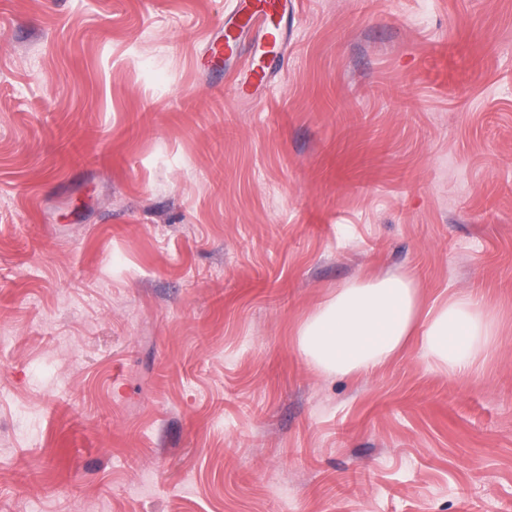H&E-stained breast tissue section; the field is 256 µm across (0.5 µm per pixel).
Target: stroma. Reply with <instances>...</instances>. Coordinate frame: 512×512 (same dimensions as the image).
Segmentation results:
<instances>
[{"mask_svg": "<svg viewBox=\"0 0 512 512\" xmlns=\"http://www.w3.org/2000/svg\"><path fill=\"white\" fill-rule=\"evenodd\" d=\"M223 16L0 0V512H512V0H299L264 108ZM390 271L487 358L315 370Z\"/></svg>", "mask_w": 512, "mask_h": 512, "instance_id": "stroma-1", "label": "stroma"}]
</instances>
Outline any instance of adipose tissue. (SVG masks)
Wrapping results in <instances>:
<instances>
[{
    "instance_id": "adipose-tissue-1",
    "label": "adipose tissue",
    "mask_w": 512,
    "mask_h": 512,
    "mask_svg": "<svg viewBox=\"0 0 512 512\" xmlns=\"http://www.w3.org/2000/svg\"><path fill=\"white\" fill-rule=\"evenodd\" d=\"M496 333L484 298L466 294L423 312L420 289L404 272L352 280L314 310L297 331L302 355L327 375H365L394 358L410 338L428 361L465 373Z\"/></svg>"
}]
</instances>
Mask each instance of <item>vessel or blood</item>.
I'll list each match as a JSON object with an SVG mask.
<instances>
[{"label":"vessel or blood","mask_w":512,"mask_h":512,"mask_svg":"<svg viewBox=\"0 0 512 512\" xmlns=\"http://www.w3.org/2000/svg\"><path fill=\"white\" fill-rule=\"evenodd\" d=\"M291 0H233L224 21L207 43L211 56L232 59L244 54L258 62L251 74L252 83L268 84V65L287 54L291 37L287 17L292 10ZM260 31L261 39L250 41L252 31Z\"/></svg>","instance_id":"vessel-or-blood-1"}]
</instances>
